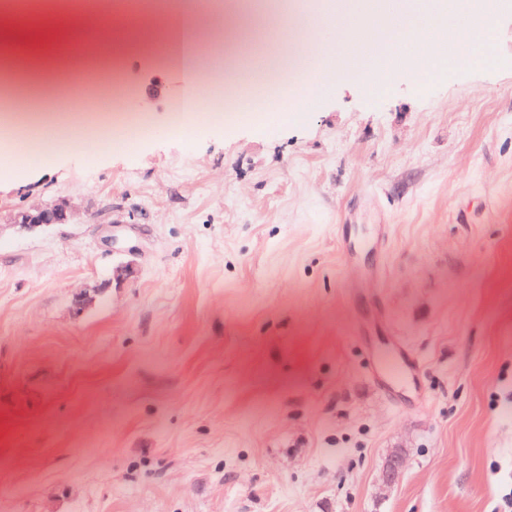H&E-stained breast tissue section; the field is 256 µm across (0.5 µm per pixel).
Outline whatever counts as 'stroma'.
Instances as JSON below:
<instances>
[{
    "label": "stroma",
    "mask_w": 512,
    "mask_h": 512,
    "mask_svg": "<svg viewBox=\"0 0 512 512\" xmlns=\"http://www.w3.org/2000/svg\"><path fill=\"white\" fill-rule=\"evenodd\" d=\"M0 18V52L62 68L48 127L0 176V217L72 199L76 223L0 228V512H504L512 493V6L483 59L418 84L330 82L284 113L245 66L296 33L225 0L194 30L268 106L223 93L175 127L168 0ZM146 125L87 135L91 102ZM127 265L130 275L113 276ZM97 294L83 312L80 291ZM380 296L383 317L371 309ZM396 338L421 386L370 379ZM403 472L381 487L389 452Z\"/></svg>",
    "instance_id": "35a3bbf8"
}]
</instances>
